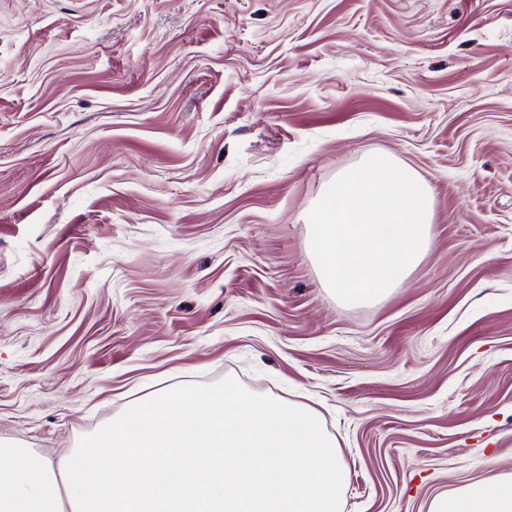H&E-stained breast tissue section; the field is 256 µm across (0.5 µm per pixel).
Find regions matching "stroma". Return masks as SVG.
Instances as JSON below:
<instances>
[{
    "mask_svg": "<svg viewBox=\"0 0 512 512\" xmlns=\"http://www.w3.org/2000/svg\"><path fill=\"white\" fill-rule=\"evenodd\" d=\"M368 154L431 240L345 306L306 218ZM228 377L319 411L344 512L512 476V0H0V442Z\"/></svg>",
    "mask_w": 512,
    "mask_h": 512,
    "instance_id": "35a3bbf8",
    "label": "stroma"
}]
</instances>
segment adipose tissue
Wrapping results in <instances>:
<instances>
[{"instance_id":"adipose-tissue-1","label":"adipose tissue","mask_w":512,"mask_h":512,"mask_svg":"<svg viewBox=\"0 0 512 512\" xmlns=\"http://www.w3.org/2000/svg\"><path fill=\"white\" fill-rule=\"evenodd\" d=\"M428 512H512V478L491 476L439 494Z\"/></svg>"}]
</instances>
